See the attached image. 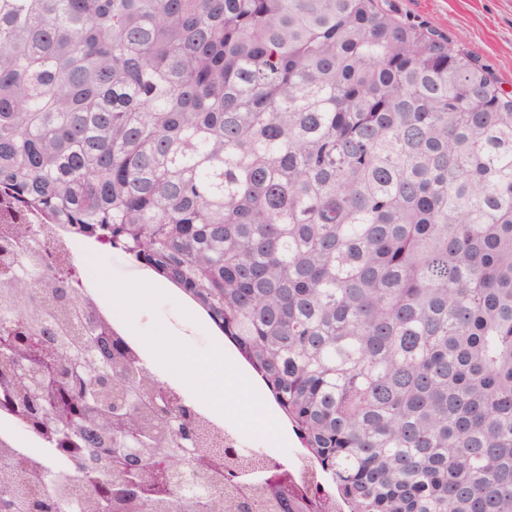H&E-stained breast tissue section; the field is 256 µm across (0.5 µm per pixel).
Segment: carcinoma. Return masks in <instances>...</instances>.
<instances>
[{"label":"carcinoma","mask_w":512,"mask_h":512,"mask_svg":"<svg viewBox=\"0 0 512 512\" xmlns=\"http://www.w3.org/2000/svg\"><path fill=\"white\" fill-rule=\"evenodd\" d=\"M0 195L235 348L322 478L241 474L39 230L0 229V512H512V96L378 0H0ZM50 369L36 391L20 368ZM137 448L138 465H124ZM195 469L201 497L157 481Z\"/></svg>","instance_id":"1"}]
</instances>
